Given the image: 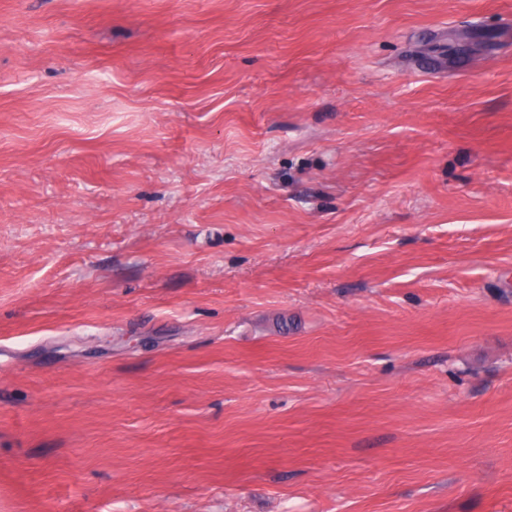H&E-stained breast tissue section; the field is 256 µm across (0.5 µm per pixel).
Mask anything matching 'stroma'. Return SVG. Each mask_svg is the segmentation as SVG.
<instances>
[{
	"label": "stroma",
	"mask_w": 512,
	"mask_h": 512,
	"mask_svg": "<svg viewBox=\"0 0 512 512\" xmlns=\"http://www.w3.org/2000/svg\"><path fill=\"white\" fill-rule=\"evenodd\" d=\"M0 512H512V0H0Z\"/></svg>",
	"instance_id": "1"
}]
</instances>
